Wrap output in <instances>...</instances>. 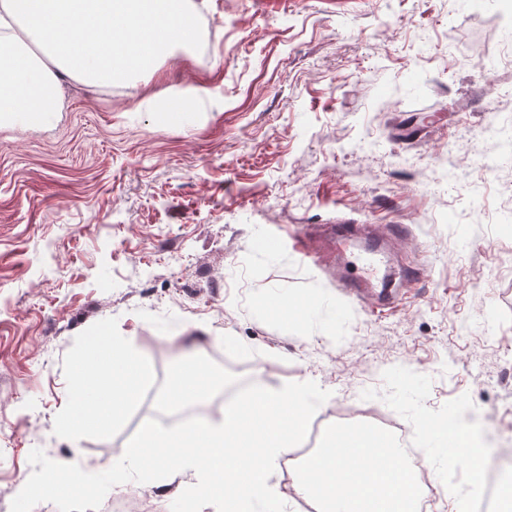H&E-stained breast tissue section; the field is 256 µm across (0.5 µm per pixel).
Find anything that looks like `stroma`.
<instances>
[{
	"mask_svg": "<svg viewBox=\"0 0 512 512\" xmlns=\"http://www.w3.org/2000/svg\"><path fill=\"white\" fill-rule=\"evenodd\" d=\"M186 44L146 73L57 83L51 122L0 127V512L32 449L107 470L174 385L210 359L213 402L305 378L337 427L409 434L456 409L512 448V14L475 0H192ZM398 225L415 271L384 312L343 308L329 258L300 247L336 223ZM281 294L335 304L323 336L256 315ZM127 336L150 371L105 432L53 421L87 342ZM413 404L405 406L404 392ZM309 454L274 476L287 512ZM187 475L114 486L170 512Z\"/></svg>",
	"mask_w": 512,
	"mask_h": 512,
	"instance_id": "1",
	"label": "stroma"
}]
</instances>
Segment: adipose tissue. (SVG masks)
Returning <instances> with one entry per match:
<instances>
[{
    "label": "adipose tissue",
    "mask_w": 512,
    "mask_h": 512,
    "mask_svg": "<svg viewBox=\"0 0 512 512\" xmlns=\"http://www.w3.org/2000/svg\"><path fill=\"white\" fill-rule=\"evenodd\" d=\"M192 23L184 0H0V88H7L10 106L0 122L50 121L54 69L87 82L143 71L168 54L176 35ZM257 312L294 323L309 336L322 334L334 320L321 301L296 304L280 294L264 296ZM90 350L95 360L79 367L73 408L54 422L65 436L119 422L147 376L128 337L98 338ZM421 432L432 461L462 460L472 484L482 482L472 433L426 417ZM299 481L322 501L324 512H417L418 489L405 465L392 442L372 430H338Z\"/></svg>",
    "instance_id": "1"
}]
</instances>
